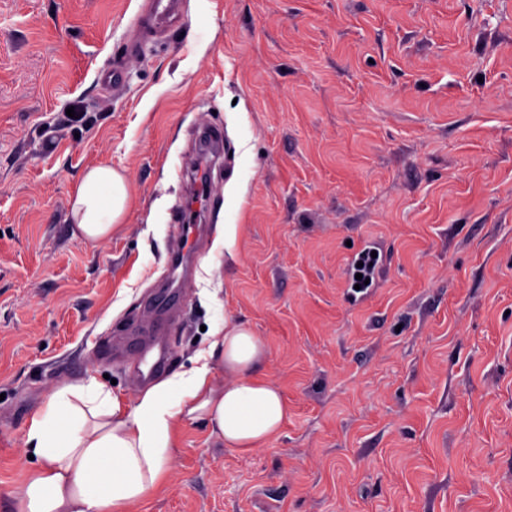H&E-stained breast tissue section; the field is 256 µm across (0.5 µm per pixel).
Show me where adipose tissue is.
Listing matches in <instances>:
<instances>
[{"mask_svg":"<svg viewBox=\"0 0 512 512\" xmlns=\"http://www.w3.org/2000/svg\"><path fill=\"white\" fill-rule=\"evenodd\" d=\"M130 200L125 177L108 165L89 168L71 199L81 238L108 237ZM211 342L189 370L149 387L134 404L89 401L83 386L56 391L31 419L25 444L39 466L18 494V512H129L163 484L177 429L205 418L225 447L246 454L276 439L288 402L256 369L267 358L245 325L215 321ZM223 370V387L212 383Z\"/></svg>","mask_w":512,"mask_h":512,"instance_id":"obj_1","label":"adipose tissue"}]
</instances>
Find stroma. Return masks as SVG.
<instances>
[{"label": "stroma", "mask_w": 512, "mask_h": 512, "mask_svg": "<svg viewBox=\"0 0 512 512\" xmlns=\"http://www.w3.org/2000/svg\"><path fill=\"white\" fill-rule=\"evenodd\" d=\"M142 5L0 0V512L50 395L143 392L129 340L169 289L168 373L216 316L246 324L288 420L247 454L186 421L132 512H512V0H183L154 41ZM96 165L130 202L88 243ZM129 200V186L121 173L112 166H93L81 176L72 196V224L85 241L106 238L125 216ZM373 248L367 247L361 250L350 263V272L347 288H350L352 293H364L373 286L374 274L378 265L379 254L376 258H372L371 252ZM363 262L362 268H358V263ZM362 274V279L357 280L356 274ZM370 279L369 284H365V280ZM359 284L360 289L356 290L355 285Z\"/></svg>", "instance_id": "35a3bbf8"}]
</instances>
